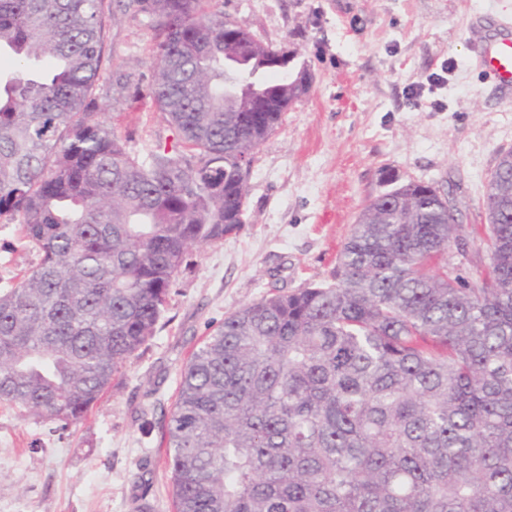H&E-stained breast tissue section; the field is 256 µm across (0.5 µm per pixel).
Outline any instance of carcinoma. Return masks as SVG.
Masks as SVG:
<instances>
[{
    "label": "carcinoma",
    "instance_id": "1",
    "mask_svg": "<svg viewBox=\"0 0 512 512\" xmlns=\"http://www.w3.org/2000/svg\"><path fill=\"white\" fill-rule=\"evenodd\" d=\"M209 2L125 0L181 144L140 153L96 113L103 0H0V219L40 255L0 288V402L24 417L86 418L189 249L241 229L256 150L308 91ZM382 183L332 282L240 307L192 353L162 425L175 512H512V149L469 256L440 188Z\"/></svg>",
    "mask_w": 512,
    "mask_h": 512
}]
</instances>
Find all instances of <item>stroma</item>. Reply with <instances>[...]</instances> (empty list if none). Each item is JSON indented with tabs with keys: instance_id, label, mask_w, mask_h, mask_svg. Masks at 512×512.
Wrapping results in <instances>:
<instances>
[{
	"instance_id": "35a3bbf8",
	"label": "stroma",
	"mask_w": 512,
	"mask_h": 512,
	"mask_svg": "<svg viewBox=\"0 0 512 512\" xmlns=\"http://www.w3.org/2000/svg\"><path fill=\"white\" fill-rule=\"evenodd\" d=\"M258 39L284 46L312 78L259 147L245 225L193 249L156 335L87 420L56 430L0 403V512H173L160 446L191 353L230 312L275 288L331 279L336 255L383 171L439 187L483 239L497 154L512 149V89L487 78L477 19L512 22V0H213ZM98 117L140 152L176 145L157 111L152 32L105 0ZM444 83L412 94L436 72ZM39 261L17 225L0 224V285Z\"/></svg>"
}]
</instances>
